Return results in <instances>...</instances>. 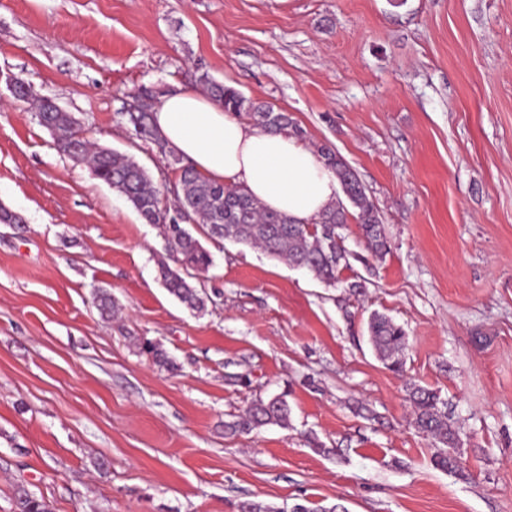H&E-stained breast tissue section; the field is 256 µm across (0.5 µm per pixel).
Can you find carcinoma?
Returning <instances> with one entry per match:
<instances>
[{"label": "carcinoma", "instance_id": "obj_1", "mask_svg": "<svg viewBox=\"0 0 512 512\" xmlns=\"http://www.w3.org/2000/svg\"><path fill=\"white\" fill-rule=\"evenodd\" d=\"M199 83L224 111L247 115L255 125L273 132H288L303 137L304 131L294 118L276 110L266 102L246 97L239 90L216 82L202 74ZM142 101L137 112H125L137 139L154 145L156 151L171 160L178 172L172 208L162 204L161 190L133 157L108 148H94L83 136L78 120L63 111L51 98L37 100L36 117L46 128L57 150L77 164L88 167L94 178L108 184L123 195L142 219L161 230L171 251L174 265L159 263L160 279L169 292L193 311L203 312L209 296L200 274L212 263L210 254L187 229L200 224L212 240L231 241L262 249L275 258L300 265L316 278L334 285L342 269L349 266V253L343 245L342 230L355 219L367 247L375 254L387 250L384 226L377 208L369 200L357 171L332 147L322 145L317 152L323 163L336 175L350 207L338 203L325 210L310 224H297L288 217L265 209L239 187H226L206 180L179 156L168 150L164 139L153 124L157 92L142 89L135 93ZM93 303L103 315L112 314V296L101 289L93 292ZM370 340L379 358L393 371H403L400 355L408 338L404 329L391 318L374 313L368 323ZM143 352L152 355L162 367H174L165 351L152 342L142 343ZM408 399L414 410V426L436 444L452 448L457 433L448 423V414L439 407L436 392L415 384L410 386ZM290 408L280 397L255 400L242 413L224 422V436L249 434L267 425L288 426ZM437 467L457 471L460 458L450 452L435 456ZM15 512H52L44 497L20 487L15 495Z\"/></svg>", "mask_w": 512, "mask_h": 512}]
</instances>
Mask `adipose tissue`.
<instances>
[{"mask_svg": "<svg viewBox=\"0 0 512 512\" xmlns=\"http://www.w3.org/2000/svg\"><path fill=\"white\" fill-rule=\"evenodd\" d=\"M154 123L168 148L202 176L244 187L264 208L291 219L312 222L340 192L303 141L248 123L195 90L163 96Z\"/></svg>", "mask_w": 512, "mask_h": 512, "instance_id": "ef3b65f1", "label": "adipose tissue"}]
</instances>
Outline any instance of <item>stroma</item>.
<instances>
[{
	"mask_svg": "<svg viewBox=\"0 0 512 512\" xmlns=\"http://www.w3.org/2000/svg\"><path fill=\"white\" fill-rule=\"evenodd\" d=\"M204 73L340 153L387 252L350 222L333 287L206 238L196 314L159 279L158 228L4 82L55 98L162 185L175 174L120 110ZM0 204L21 218L0 224V512L21 485L52 512H512V0H0ZM376 312L408 336L403 373L369 340ZM411 383L438 392L464 475L434 466ZM281 394L288 427L225 437L230 415Z\"/></svg>",
	"mask_w": 512,
	"mask_h": 512,
	"instance_id": "stroma-1",
	"label": "stroma"
}]
</instances>
